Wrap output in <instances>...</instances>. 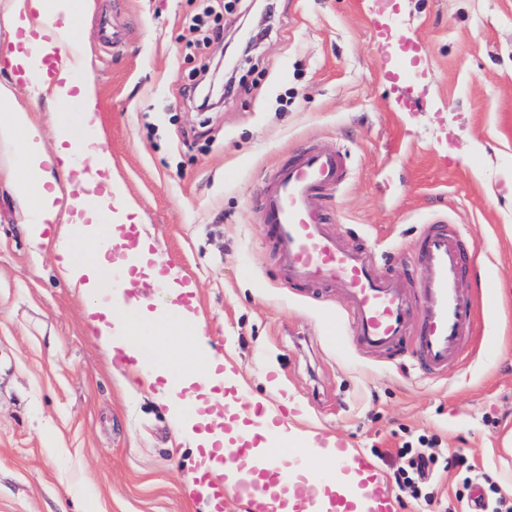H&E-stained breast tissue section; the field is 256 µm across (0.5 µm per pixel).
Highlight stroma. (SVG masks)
<instances>
[{
  "label": "stroma",
  "mask_w": 512,
  "mask_h": 512,
  "mask_svg": "<svg viewBox=\"0 0 512 512\" xmlns=\"http://www.w3.org/2000/svg\"><path fill=\"white\" fill-rule=\"evenodd\" d=\"M96 0L76 33L97 90L103 147L163 265L194 283L195 311L241 395L287 393L296 426L368 455L400 512H461L453 462L512 481V0ZM108 16L122 36L104 44ZM218 24L204 39L192 18ZM236 95L199 110L187 95L240 29ZM307 147L343 148L325 210L346 244L392 252L383 268L416 295L414 243L442 216L483 251L465 291L483 318L466 363L439 375L331 343L337 287L288 285L257 204ZM0 137V512H206L186 491L195 450L137 386L129 361L85 332V299L33 252L26 206L4 178ZM278 381L272 391L270 381ZM432 441L440 467L424 506L399 485L397 451Z\"/></svg>",
  "instance_id": "stroma-1"
}]
</instances>
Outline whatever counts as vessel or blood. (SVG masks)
Returning a JSON list of instances; mask_svg holds the SVG:
<instances>
[{"mask_svg": "<svg viewBox=\"0 0 512 512\" xmlns=\"http://www.w3.org/2000/svg\"><path fill=\"white\" fill-rule=\"evenodd\" d=\"M347 162L343 149L306 148L279 167L264 189L261 212L282 271L292 284L340 286L346 327L361 349L392 354L410 340L420 370L443 372L460 356L465 337L475 333L477 310L461 281L477 272L481 250L460 249L458 226L441 219L426 226L417 238L415 267L421 308L413 310L399 283L383 274L382 256L346 246L330 230L322 202L326 191L342 184ZM259 463L264 482L240 469L226 473L223 484L215 485L210 512H224L228 496L244 502L248 512H399L373 462L357 450L336 452L337 466L359 479L357 501L339 494L326 501L300 495L273 506L267 485L287 481L293 469L301 477H317L318 455L306 444L266 448Z\"/></svg>", "mask_w": 512, "mask_h": 512, "instance_id": "b4317fda", "label": "vessel or blood"}]
</instances>
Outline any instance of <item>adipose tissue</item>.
<instances>
[{
	"instance_id": "obj_1",
	"label": "adipose tissue",
	"mask_w": 512,
	"mask_h": 512,
	"mask_svg": "<svg viewBox=\"0 0 512 512\" xmlns=\"http://www.w3.org/2000/svg\"><path fill=\"white\" fill-rule=\"evenodd\" d=\"M94 7V0H14L1 20L10 34V46L0 52V68L27 69L32 99L48 93L56 102L80 106L74 133H61L50 150L41 126L18 102L14 88L0 83V135L21 138V154L11 176L12 189L30 204L24 220L29 244L36 248L54 241L60 273L87 299L84 316L88 333L111 356L142 360L143 347L135 337L155 332L172 336L186 330L192 333L196 347L203 348L200 356L183 353L174 369L176 381L160 386L156 383L157 370L144 368L140 374L145 385L153 388L158 402L166 406L181 439L205 448L207 455L200 460L201 469H213L217 463L210 454L224 446L223 419L213 407L223 403L224 398L213 393L212 388L222 381L234 386L237 379L232 371L223 368L222 358L209 351V338L201 319L178 302L181 295L193 292V284L184 282L178 269L150 265L146 240H139L135 248L138 266L150 281L165 284L173 301L171 313L155 318L144 309L133 315L115 310L113 300L102 288V274L112 268L114 248L122 239L119 231H101V215L114 207L123 218L132 208L123 202L112 179V158L103 148L93 79L90 74L64 67L48 82L42 73L31 70L33 62L59 49L58 43L45 40L46 30L75 38L81 19ZM85 164L100 174L102 193L96 208L83 204L85 185L79 171Z\"/></svg>"
}]
</instances>
